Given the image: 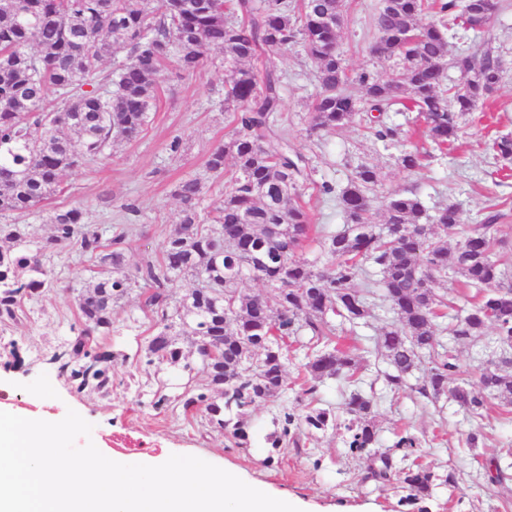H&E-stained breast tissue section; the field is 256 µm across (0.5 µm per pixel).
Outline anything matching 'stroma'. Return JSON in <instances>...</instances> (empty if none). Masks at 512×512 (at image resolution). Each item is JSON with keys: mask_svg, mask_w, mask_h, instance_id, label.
<instances>
[{"mask_svg": "<svg viewBox=\"0 0 512 512\" xmlns=\"http://www.w3.org/2000/svg\"><path fill=\"white\" fill-rule=\"evenodd\" d=\"M379 2L345 0L339 50L349 70H368L388 79L396 73L395 64L371 53L370 28ZM507 2L485 30L461 31L450 40L454 57H477L488 50L499 56L504 72L493 99L463 117L456 149L424 161L412 172L398 168L394 158L403 150L430 149L422 123H409V138L388 148L356 121L336 131L310 132V107L318 91L316 70L297 53L279 58L288 140L311 157L314 180L342 186L353 166L375 165L382 171L376 199L413 189L429 207L458 203L467 224L501 212L500 235L512 247V176L499 179L500 164L486 147L492 137L512 134V0ZM204 56V69L193 76L166 67L159 79L157 108L145 131L133 141L114 144L108 159L66 172L65 193L21 216V223L49 235L50 212L79 200L89 225L105 235H112L117 225L128 226L130 263L158 256L163 238L179 222L176 183L190 173L205 174L209 152L223 144L231 129L230 114L224 109V55L209 48ZM176 136L181 137L183 150L174 157L167 145ZM48 265L52 287L22 302L18 323H0V348L16 343L22 357L17 366L0 358V411L57 422L75 410L92 426L90 438H78V445L93 441L103 454L132 464L193 455L235 471L270 495L288 496L302 512H416L415 506L402 502L398 484L383 487L364 480L366 463L347 455L339 430L304 435L298 448L270 444L285 412L303 414L314 407L341 422L350 393L358 392L375 400L382 446L411 431L421 442V463L443 476L425 502L428 512H512V406L495 400L482 414L471 415L448 400L432 402L418 392L424 381L419 370L410 377L409 389L386 391L387 366L372 353L381 329L396 320L386 302H378L368 323L339 326V335L365 352L364 367L350 384L336 377L324 379L314 403L297 398L306 349L290 345L285 393L252 409L250 444L238 448L230 435L210 425L206 412L187 415L178 403L184 392L206 384L196 353H188L176 366L147 363L144 347L157 331L156 316L145 306L147 289H133L116 304L112 329L99 339L114 360L111 394L78 392L69 373L60 372L51 358L71 340V328L78 322L76 297L97 282L99 270L70 248L54 254ZM161 396L168 403L159 408L155 402ZM491 458L506 474L502 483H490L485 474L484 464Z\"/></svg>", "mask_w": 512, "mask_h": 512, "instance_id": "stroma-1", "label": "stroma"}]
</instances>
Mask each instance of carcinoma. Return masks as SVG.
Returning a JSON list of instances; mask_svg holds the SVG:
<instances>
[{"mask_svg": "<svg viewBox=\"0 0 512 512\" xmlns=\"http://www.w3.org/2000/svg\"><path fill=\"white\" fill-rule=\"evenodd\" d=\"M500 8V0H382L373 16V53L403 70L402 77L384 80L350 72L337 52L344 0H0V219L30 213L65 190V171L137 139L156 108L167 62L193 75L204 67V48L221 50L224 108L234 123L206 161L211 173L225 179L222 203L212 217L202 218L206 183L181 178L173 191L180 203L178 227L156 258L129 266L127 230L102 241L86 225L80 203L49 215L47 237L31 224L0 222V321L16 319L24 299L50 287L43 259L63 246L76 249L101 274L78 295L74 336L52 358L62 371L80 363L69 369L77 391L112 390V354L95 341L112 329L114 305L141 283L152 289L145 305L160 315L146 346L148 362L179 364L185 358L182 328L193 323L191 346L207 384L180 398L183 413L204 409L213 426L246 448L251 409L286 388L285 339L307 332L320 345L303 364L301 397H314L325 378L356 381L362 364L352 350L333 345L332 318L354 325L374 317L369 286L357 283L370 263L397 316L376 342V353L391 368L384 375L389 392L407 388L408 376L425 364L428 376L418 392L428 399L447 394L472 414L487 407L489 396L512 404V281L506 262L495 258L505 246L499 215L463 224L456 203L431 212L417 194L402 192L386 197L384 228H377L372 193L379 170L361 163L344 186L317 183L311 159L289 145L288 130L278 124L283 80L275 62L268 60L261 72L246 66L261 54L284 55L299 46L316 65L321 88L311 106L312 129H341L367 108L379 113L365 119L367 132L397 143L408 131L381 115L400 105L417 113L433 149L446 153L459 139L462 118L492 96L503 73L489 52L450 58L449 32L461 15L473 29L489 24ZM425 13L438 20L423 23ZM457 65L462 83L449 87L448 67ZM352 85L360 87V97L351 94ZM490 150L497 160H511L512 137H494ZM423 158L417 150H403L397 164L411 172ZM310 185L336 201L343 230L312 226L302 199ZM310 238L323 248L320 267L298 256ZM250 262L274 301L243 289ZM450 271L484 295L441 328L448 297L438 285ZM176 279L192 282L177 302L167 291ZM490 327L496 337L485 347L500 349L501 356L483 367L462 362L440 340L445 331L458 341H477ZM475 373L481 392L467 382ZM227 411L234 417L225 418ZM346 413L345 447L368 461V475L383 484L401 475L409 504L429 498L437 475L418 463L417 437L406 431L390 447H377L373 400L359 393L351 394ZM335 425L325 410L287 412L271 445L297 446L302 431Z\"/></svg>", "mask_w": 512, "mask_h": 512, "instance_id": "carcinoma-1", "label": "carcinoma"}]
</instances>
